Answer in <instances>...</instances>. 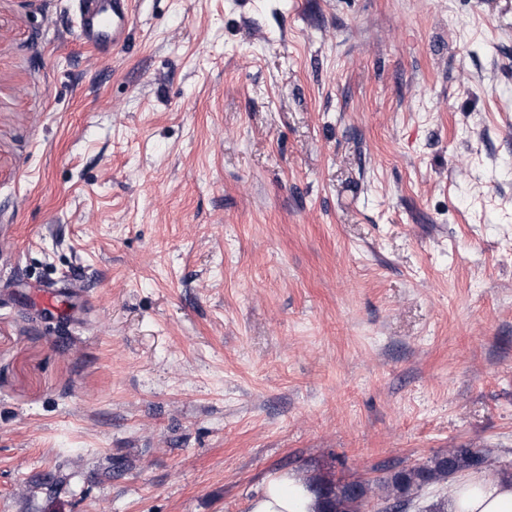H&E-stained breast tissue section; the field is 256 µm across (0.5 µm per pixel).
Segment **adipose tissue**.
<instances>
[{"instance_id":"1","label":"adipose tissue","mask_w":512,"mask_h":512,"mask_svg":"<svg viewBox=\"0 0 512 512\" xmlns=\"http://www.w3.org/2000/svg\"><path fill=\"white\" fill-rule=\"evenodd\" d=\"M249 512H318V501L304 478L282 473L251 500ZM448 512H512V476L463 478L451 491Z\"/></svg>"}]
</instances>
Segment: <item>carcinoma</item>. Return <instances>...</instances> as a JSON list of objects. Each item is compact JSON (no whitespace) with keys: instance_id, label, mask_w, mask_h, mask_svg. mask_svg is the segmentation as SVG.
Segmentation results:
<instances>
[{"instance_id":"cac0c4a2","label":"carcinoma","mask_w":512,"mask_h":512,"mask_svg":"<svg viewBox=\"0 0 512 512\" xmlns=\"http://www.w3.org/2000/svg\"><path fill=\"white\" fill-rule=\"evenodd\" d=\"M491 466L489 456L478 449L450 448L419 466L395 470L374 484L322 479L314 488L322 504L321 512H363L374 497L377 512H407L414 496L424 489L464 471L488 470Z\"/></svg>"}]
</instances>
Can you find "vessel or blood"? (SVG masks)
<instances>
[{"label": "vessel or blood", "instance_id": "1", "mask_svg": "<svg viewBox=\"0 0 512 512\" xmlns=\"http://www.w3.org/2000/svg\"><path fill=\"white\" fill-rule=\"evenodd\" d=\"M131 0H82L78 22L87 45L119 43L131 24Z\"/></svg>", "mask_w": 512, "mask_h": 512}]
</instances>
